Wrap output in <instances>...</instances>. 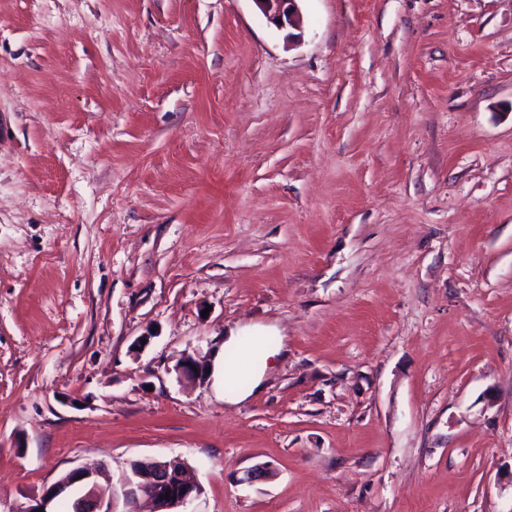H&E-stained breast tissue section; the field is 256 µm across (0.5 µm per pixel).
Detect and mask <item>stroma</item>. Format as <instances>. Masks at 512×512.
Masks as SVG:
<instances>
[{"label":"stroma","mask_w":512,"mask_h":512,"mask_svg":"<svg viewBox=\"0 0 512 512\" xmlns=\"http://www.w3.org/2000/svg\"><path fill=\"white\" fill-rule=\"evenodd\" d=\"M300 8L0 0V512H512V0ZM243 327L260 390L179 379ZM267 21L279 29L300 28L302 17L298 2L301 0H253ZM280 350V347L278 348ZM277 351H266L262 348L260 351V354L258 357L254 358L250 356L249 366L252 370V383L249 388L246 390H243L237 394H228L227 395V402L237 403L240 402L246 398H248L254 391V389L259 385L261 382L264 373L267 368L268 359L269 357L276 354ZM185 468L179 457L134 464L126 479V512H140L138 505L142 499L154 504L156 510L152 512H190L180 509H185L201 488L187 477ZM166 492H170L168 498ZM73 487L80 488L79 496L73 502L74 512H112L110 506L106 505L104 507L99 499L92 473L81 468L72 469L64 478L47 487L39 504L31 508L29 512H38V510L51 512L46 510L47 505L60 494Z\"/></svg>","instance_id":"obj_1"}]
</instances>
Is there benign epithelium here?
<instances>
[{
    "mask_svg": "<svg viewBox=\"0 0 512 512\" xmlns=\"http://www.w3.org/2000/svg\"><path fill=\"white\" fill-rule=\"evenodd\" d=\"M267 21L279 29L298 28L302 17L299 0H254ZM178 376L189 381L199 380L206 375V368L193 356H184L176 365ZM185 462L174 457L164 460H149L133 465L131 475L126 479L127 512H139L138 505L145 499L152 502L155 512H182L201 488L186 475ZM80 488L79 496L74 500V512H112L97 495L96 482L92 473L75 468L66 476L44 491L42 499L29 512H44L47 505L60 494L73 488Z\"/></svg>",
    "mask_w": 512,
    "mask_h": 512,
    "instance_id": "benign-epithelium-1",
    "label": "benign epithelium"
}]
</instances>
